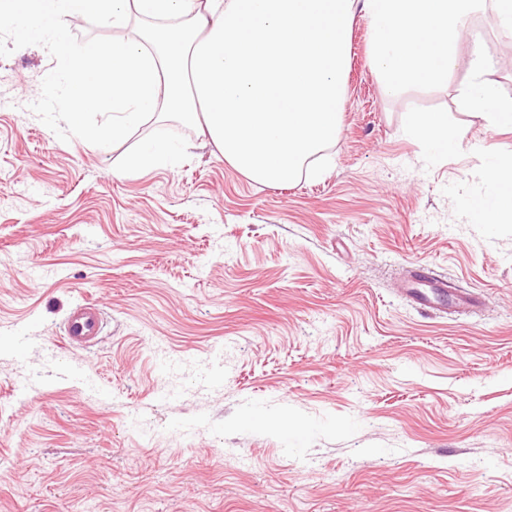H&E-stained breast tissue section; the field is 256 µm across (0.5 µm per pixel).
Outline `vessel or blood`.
Returning <instances> with one entry per match:
<instances>
[{"label": "vessel or blood", "mask_w": 512, "mask_h": 512, "mask_svg": "<svg viewBox=\"0 0 512 512\" xmlns=\"http://www.w3.org/2000/svg\"><path fill=\"white\" fill-rule=\"evenodd\" d=\"M402 283L403 295L426 312L474 313L482 306L479 295L457 288L445 276L423 265L405 270ZM102 331V308L92 301L76 307L65 322L66 339L73 347L94 346Z\"/></svg>", "instance_id": "b4317fda"}]
</instances>
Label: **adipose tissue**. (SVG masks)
<instances>
[{
	"label": "adipose tissue",
	"instance_id": "adipose-tissue-1",
	"mask_svg": "<svg viewBox=\"0 0 512 512\" xmlns=\"http://www.w3.org/2000/svg\"><path fill=\"white\" fill-rule=\"evenodd\" d=\"M482 0H0L17 41L40 35L57 57L48 82L62 87L61 117L75 138L107 149L157 107L197 124L254 181L295 180L308 158L335 142L340 126L350 26L368 21L370 65L387 92L407 82H444L458 68L468 80L463 108L489 126L512 130V100L499 99L471 16ZM151 22L163 45L138 40L73 46L59 21ZM468 43V54L459 51ZM121 114L91 125L89 115ZM409 132L444 153L463 142L444 112H414ZM482 176L487 195L469 210L479 223L512 224V156L493 144Z\"/></svg>",
	"mask_w": 512,
	"mask_h": 512
}]
</instances>
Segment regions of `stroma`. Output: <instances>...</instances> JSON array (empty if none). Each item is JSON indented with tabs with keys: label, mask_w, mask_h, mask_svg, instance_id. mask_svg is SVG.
<instances>
[{
	"label": "stroma",
	"mask_w": 512,
	"mask_h": 512,
	"mask_svg": "<svg viewBox=\"0 0 512 512\" xmlns=\"http://www.w3.org/2000/svg\"><path fill=\"white\" fill-rule=\"evenodd\" d=\"M471 25L512 99V34L488 6ZM369 38L355 16L322 176L263 185L168 113L104 152L70 138L56 58L0 22V512H512V224L468 211L478 144L512 153V131L458 108L463 70L386 95ZM411 112L447 113L461 149L409 136ZM154 137L178 162L124 174ZM417 263L481 314L413 307ZM88 300L103 333L75 350ZM102 331V308L97 302L88 301L79 305L66 318V339L72 347L94 346Z\"/></svg>",
	"instance_id": "stroma-1"
}]
</instances>
